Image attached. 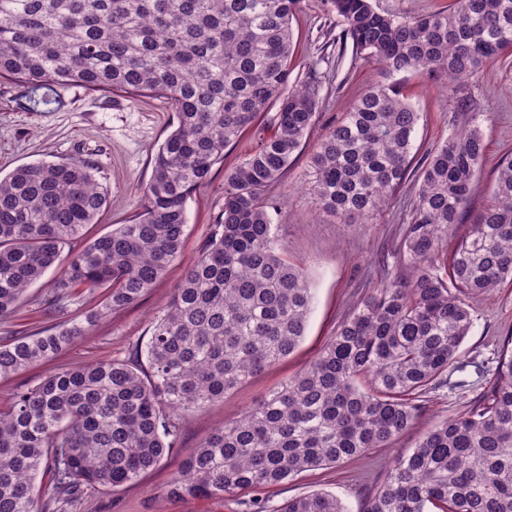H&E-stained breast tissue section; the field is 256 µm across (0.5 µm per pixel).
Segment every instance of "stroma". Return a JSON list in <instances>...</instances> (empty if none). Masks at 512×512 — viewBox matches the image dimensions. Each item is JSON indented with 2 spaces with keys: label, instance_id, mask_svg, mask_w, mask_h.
I'll list each match as a JSON object with an SVG mask.
<instances>
[{
  "label": "stroma",
  "instance_id": "obj_1",
  "mask_svg": "<svg viewBox=\"0 0 512 512\" xmlns=\"http://www.w3.org/2000/svg\"><path fill=\"white\" fill-rule=\"evenodd\" d=\"M344 28L342 18L327 11L321 0H303L292 22L296 48L291 86H303L310 70L315 69L325 73L330 88L319 102V116L305 144L268 192L276 204L271 217L280 226V247L302 262L312 288L313 304L302 341L288 357L227 392L223 400L181 419L178 447L167 450L153 470L120 488L87 491L72 512H251L256 501L262 502L266 512H276L284 500L312 491L332 493L348 512H359L362 491L382 480L391 458L413 448L432 424L463 412L493 380L503 342L512 335L509 282L492 292L470 296L473 327L461 346L463 370L455 372L447 386L432 393L414 427L390 447L303 472L275 488L188 501L167 493L183 460L207 435L240 417L314 360L361 298L379 285L380 262H387L403 278L413 275L397 244L399 229L407 221L418 190L417 177L399 186L391 203L366 224L342 223L314 208L307 196L310 162L317 143L369 84L387 79L375 60L356 53L352 42L344 40ZM465 88L468 101L461 106L444 81L425 73L406 77V91L421 113L414 140L415 162H422L425 154L452 130L464 128L472 113L492 115L482 125L485 156L455 230L459 238L469 232L490 203L491 185L499 166L512 159V58L487 63L467 79ZM29 95L25 85L0 82V172L7 174L40 160L89 161L97 167V178L109 191V205L98 223L87 227V237L109 233L113 225L130 220L139 212L151 180L152 158L177 124L169 101L160 96L50 84L39 90L41 103L34 108ZM276 112V107H269L246 135L225 147L223 161L213 166L207 182L188 199L183 252L165 276L138 304L100 321L61 357V364H84L103 357L123 360L134 348H145L155 319L166 310L175 287L210 234L213 218L224 203L226 173L270 133ZM62 270V264H55L29 289L16 313L0 320V336L13 329L34 330L44 325L39 302Z\"/></svg>",
  "mask_w": 512,
  "mask_h": 512
}]
</instances>
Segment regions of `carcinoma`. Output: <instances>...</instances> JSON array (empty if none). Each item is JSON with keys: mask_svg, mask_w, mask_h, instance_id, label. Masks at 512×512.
Masks as SVG:
<instances>
[{"mask_svg": "<svg viewBox=\"0 0 512 512\" xmlns=\"http://www.w3.org/2000/svg\"><path fill=\"white\" fill-rule=\"evenodd\" d=\"M302 0H0V80L160 95L177 126L158 147L142 210L80 243L108 194L85 160L38 161L0 177V318L68 251L42 300L46 325L0 342V378L58 360L102 319L140 300L182 253L186 203L266 108L274 129L224 180V206L140 364L60 365L0 407V512H66L86 488L113 489L154 469L180 440L177 417L224 399L291 354L312 294L279 249L268 190L317 121L321 82L288 89L292 20ZM359 53L386 75L423 70L453 85L512 51V0H453L424 17L371 0H322ZM481 113L428 153L399 250L409 281L381 284L300 373L199 444L172 478L182 500L280 486L385 448L448 384L473 326L470 295L512 282V162L492 202L448 252L484 156ZM420 113L388 83L367 87L317 144L310 195L350 223L382 210L411 174ZM103 290L83 318L70 293ZM48 477L50 496L36 481ZM276 512H347L311 492ZM361 512H512V336L490 387L464 413L394 456Z\"/></svg>", "mask_w": 512, "mask_h": 512, "instance_id": "1", "label": "carcinoma"}]
</instances>
